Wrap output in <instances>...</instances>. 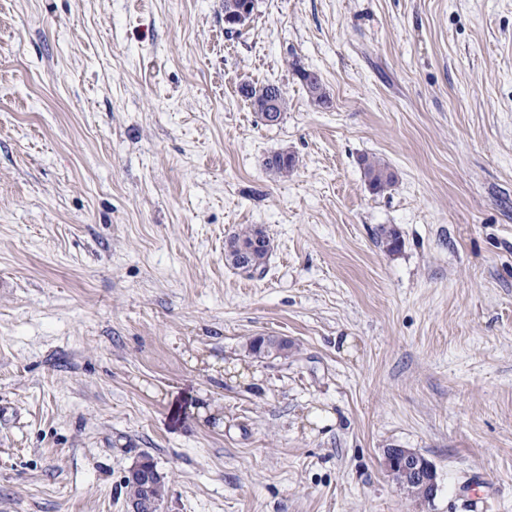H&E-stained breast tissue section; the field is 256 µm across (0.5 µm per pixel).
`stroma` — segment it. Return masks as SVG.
Returning a JSON list of instances; mask_svg holds the SVG:
<instances>
[{
	"instance_id": "obj_1",
	"label": "stroma",
	"mask_w": 512,
	"mask_h": 512,
	"mask_svg": "<svg viewBox=\"0 0 512 512\" xmlns=\"http://www.w3.org/2000/svg\"><path fill=\"white\" fill-rule=\"evenodd\" d=\"M221 2L0 0V512H512V0ZM244 88L245 92L243 93L252 101L254 99H262L270 94H275L278 97L279 103L274 96L266 97V99H262L260 102L256 103V109L258 112H261L262 121L265 124L274 125L278 123L280 119L278 116V108L280 107V112H285L288 107V102L282 88L275 84H268L260 87L246 85L243 89ZM243 89L242 91H244ZM365 180L376 194L391 189L396 183V176L389 166L380 160L364 156L360 160ZM261 229V228H259ZM262 230V229H261ZM263 231V230H262ZM257 233V230L253 226H247L245 228H241L239 231L235 232L228 238L227 246L228 250H237L242 244L250 245L252 244V240ZM263 236H258L253 240V244L249 248L240 249L237 256V264H244L248 261V255L253 251L254 248H259L263 243L266 242L265 232L263 231ZM384 466L394 479L399 476L431 489V495L437 492V472L434 465L420 452L410 448H389L384 454ZM158 476L159 473L154 466L136 463L130 467L127 475L125 476L126 480L124 481L128 499H136L141 495L140 486L134 482H140L147 495H150L153 487V479Z\"/></svg>"
}]
</instances>
